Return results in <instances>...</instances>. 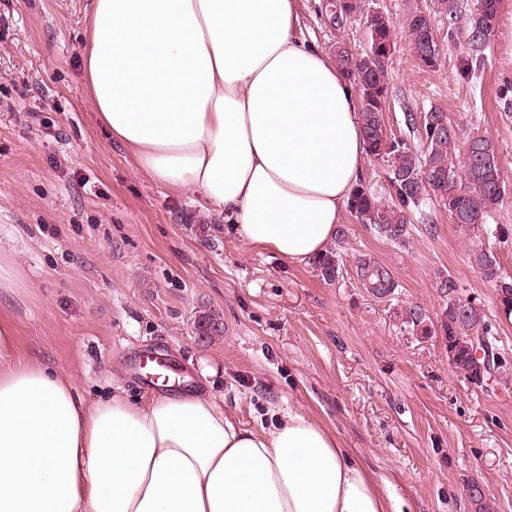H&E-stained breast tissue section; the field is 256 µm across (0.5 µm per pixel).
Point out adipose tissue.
I'll return each mask as SVG.
<instances>
[{
	"instance_id": "adipose-tissue-1",
	"label": "adipose tissue",
	"mask_w": 512,
	"mask_h": 512,
	"mask_svg": "<svg viewBox=\"0 0 512 512\" xmlns=\"http://www.w3.org/2000/svg\"><path fill=\"white\" fill-rule=\"evenodd\" d=\"M299 0H94L84 54L108 135L201 194L242 243L304 266L334 241L367 147L360 101L298 34ZM0 512H388L301 410L246 429L207 392L88 401L21 359L0 315Z\"/></svg>"
}]
</instances>
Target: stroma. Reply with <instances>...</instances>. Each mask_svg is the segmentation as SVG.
Listing matches in <instances>:
<instances>
[{
    "instance_id": "35a3bbf8",
    "label": "stroma",
    "mask_w": 512,
    "mask_h": 512,
    "mask_svg": "<svg viewBox=\"0 0 512 512\" xmlns=\"http://www.w3.org/2000/svg\"><path fill=\"white\" fill-rule=\"evenodd\" d=\"M92 3L0 0V250L19 260L27 283L7 307L20 353L74 375L89 400L107 394L108 377L130 396L151 392L131 363L158 354L223 398L243 427H270L276 408L304 410L409 512H470L473 480L496 512H512V315L474 264L475 252H491L512 277V192L489 219L508 228L504 239L462 229L431 199L401 243L344 213L333 282L314 265L244 245L200 194L156 183L97 123L82 66ZM325 5L300 0L301 35L328 55L340 41L364 52L360 21L333 20ZM364 5L396 24L388 133L422 147L405 116L440 109L460 139H491L512 182V0H502L472 71L434 0ZM416 9L441 45L433 70L417 63L403 26ZM362 255L389 269L393 296L362 286ZM449 278L493 327L505 359L495 388L472 387L448 363L437 330ZM412 307L434 335L404 323ZM210 310L224 319L212 340L196 330ZM205 365L213 373L204 378Z\"/></svg>"
}]
</instances>
